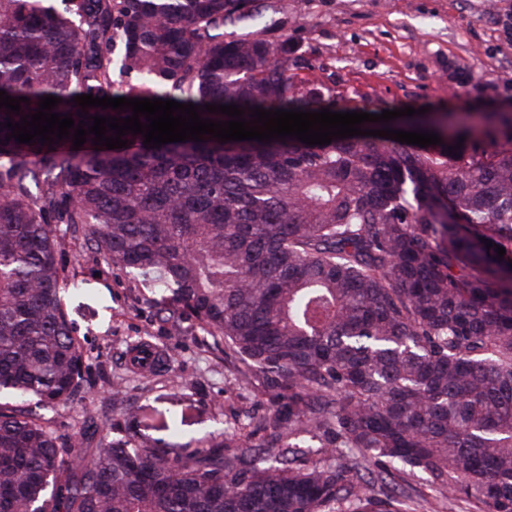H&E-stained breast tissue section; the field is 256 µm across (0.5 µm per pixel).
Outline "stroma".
<instances>
[{"label": "stroma", "mask_w": 512, "mask_h": 512, "mask_svg": "<svg viewBox=\"0 0 512 512\" xmlns=\"http://www.w3.org/2000/svg\"><path fill=\"white\" fill-rule=\"evenodd\" d=\"M245 11L242 27L257 22L290 39L302 91L335 98L337 111L512 112V84L503 80L512 74V0H249ZM62 261L85 288L67 312L83 347L86 382L73 403L51 412L58 436L73 438L89 414L98 430L85 447L131 434L176 459L202 438L273 409L269 384L235 379L231 352L194 319H182L183 339L175 341L151 289L107 264L84 239L67 240ZM147 336L173 347L174 357L167 372L142 379L129 374L127 355ZM173 412L183 417L175 435L163 428Z\"/></svg>", "instance_id": "35a3bbf8"}]
</instances>
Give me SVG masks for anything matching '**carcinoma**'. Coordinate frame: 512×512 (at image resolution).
Listing matches in <instances>:
<instances>
[{"instance_id":"carcinoma-1","label":"carcinoma","mask_w":512,"mask_h":512,"mask_svg":"<svg viewBox=\"0 0 512 512\" xmlns=\"http://www.w3.org/2000/svg\"><path fill=\"white\" fill-rule=\"evenodd\" d=\"M243 0H0V512H404L375 482L397 472L471 512H512V113L415 115L426 148L377 136L123 148L94 134L48 146L2 124L73 97L319 111L294 47L240 31ZM91 117L132 115L88 107ZM463 142L454 151L448 147ZM84 232L105 262L269 380L268 447L227 436L172 460L133 438L62 442L84 356L65 310L83 282L60 259ZM490 240L494 247L486 248ZM505 248L503 258L497 247ZM150 346L130 370L158 372ZM299 433L327 442L306 454ZM231 448L233 452L224 453ZM345 448L349 473L328 462ZM374 462L379 472L366 467Z\"/></svg>"}]
</instances>
